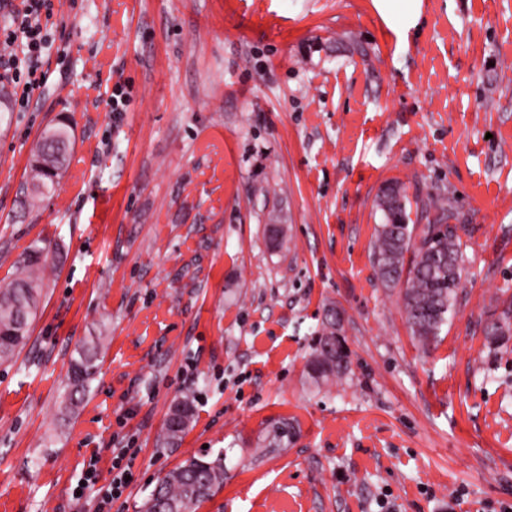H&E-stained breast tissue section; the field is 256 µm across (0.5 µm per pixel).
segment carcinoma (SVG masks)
Returning <instances> with one entry per match:
<instances>
[{
  "instance_id": "obj_1",
  "label": "carcinoma",
  "mask_w": 512,
  "mask_h": 512,
  "mask_svg": "<svg viewBox=\"0 0 512 512\" xmlns=\"http://www.w3.org/2000/svg\"><path fill=\"white\" fill-rule=\"evenodd\" d=\"M71 147L67 127L53 126L43 131L32 156L44 157V163L30 164L29 181L37 191L25 198L28 208L39 206L42 199L59 185V176ZM383 222L376 229L371 245L373 265L378 280L387 288L401 286L402 306L411 335L421 344L434 341L448 323V313L455 307L461 285L463 256L456 228L448 224V203L429 197L421 201V215L427 223H411V201L397 184L385 185L377 197ZM45 249L35 247L20 272L0 288V363L11 361L28 342L30 329L40 308L43 282L36 274ZM342 317L330 308L322 321L320 335L312 349L308 374L317 383L340 377L350 369L349 353L341 338ZM512 335V317H503L487 328L492 344ZM99 342L93 337L70 362L67 407L71 408L86 391L98 372ZM194 417V400L186 395L170 409L166 419L165 439L174 445L188 430ZM224 486V452L191 457L163 477L144 501V512H171L175 504L184 512H195L204 499Z\"/></svg>"
}]
</instances>
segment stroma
Instances as JSON below:
<instances>
[{"mask_svg": "<svg viewBox=\"0 0 512 512\" xmlns=\"http://www.w3.org/2000/svg\"><path fill=\"white\" fill-rule=\"evenodd\" d=\"M53 22L47 83L0 114V288L50 250L30 340L0 365V512H75L122 438L134 481L110 512H141L206 451L224 485L196 512L512 504V341L484 333L512 305V0H422L404 43L373 0H57ZM58 122L71 158L31 210L19 186ZM391 182L444 197L461 237L456 309L426 349L373 267ZM331 306L350 372L317 387ZM93 336L97 377L63 419ZM194 417V400L186 395L178 400L170 409L166 419L165 439L174 445L188 430Z\"/></svg>", "mask_w": 512, "mask_h": 512, "instance_id": "stroma-1", "label": "stroma"}]
</instances>
